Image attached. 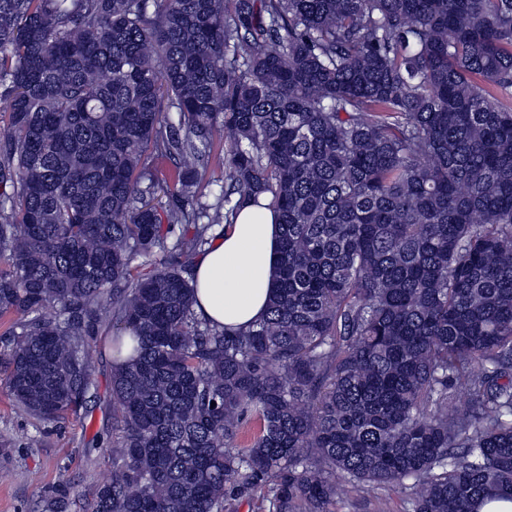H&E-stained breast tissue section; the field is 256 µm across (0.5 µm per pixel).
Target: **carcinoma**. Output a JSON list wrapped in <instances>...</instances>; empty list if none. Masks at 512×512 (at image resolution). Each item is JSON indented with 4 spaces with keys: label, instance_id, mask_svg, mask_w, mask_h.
Listing matches in <instances>:
<instances>
[{
    "label": "carcinoma",
    "instance_id": "carcinoma-1",
    "mask_svg": "<svg viewBox=\"0 0 512 512\" xmlns=\"http://www.w3.org/2000/svg\"><path fill=\"white\" fill-rule=\"evenodd\" d=\"M504 95L512 0H0V374L17 410L69 419L112 314L91 512H226L260 485L269 512H331L344 479L413 512L512 500ZM261 194L275 293L219 330L192 259ZM227 139L224 134V138L222 140H216L213 147V159L211 165L202 172V181H201V191L204 195L202 197L203 202H211L212 196H209V191L216 192L219 189V186L224 185L225 183H229V169L227 167L224 168L221 165L220 157L225 152L227 146Z\"/></svg>",
    "mask_w": 512,
    "mask_h": 512
}]
</instances>
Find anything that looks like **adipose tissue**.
<instances>
[{
	"label": "adipose tissue",
	"instance_id": "obj_1",
	"mask_svg": "<svg viewBox=\"0 0 512 512\" xmlns=\"http://www.w3.org/2000/svg\"><path fill=\"white\" fill-rule=\"evenodd\" d=\"M245 204L192 263V308L202 322L230 332L265 317L274 290L281 226L269 206Z\"/></svg>",
	"mask_w": 512,
	"mask_h": 512
}]
</instances>
